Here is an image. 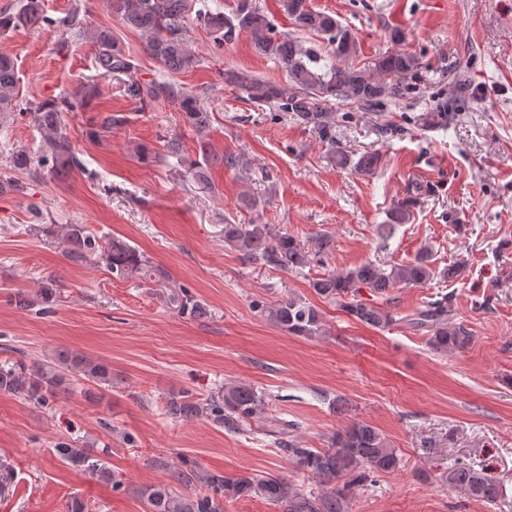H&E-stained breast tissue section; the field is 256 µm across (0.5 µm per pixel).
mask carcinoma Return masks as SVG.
I'll use <instances>...</instances> for the list:
<instances>
[{"mask_svg": "<svg viewBox=\"0 0 512 512\" xmlns=\"http://www.w3.org/2000/svg\"><path fill=\"white\" fill-rule=\"evenodd\" d=\"M106 6L125 28L145 38L147 55L160 65L155 77L127 85V95L141 106L166 103L181 112L184 122L194 130L207 129L210 112L192 91L177 81L178 75L203 65V58L190 47L186 22L193 17L203 25L218 52L246 33L258 53L286 69L288 82H273L244 68L226 71L225 82L240 97L259 105L269 103L291 114L293 120L313 127L325 143L329 159L338 166L346 165L348 156L336 147V111L347 105L370 110L398 101L408 93L409 81L416 78L422 68L419 57L398 48L379 54L363 67L354 64L361 53L358 41L336 15L314 9L311 0H280L283 12L297 30L313 32L322 39L321 44L309 47L299 38L279 32L258 0H240L230 17L212 9L207 0H106ZM41 21L47 22L41 0H22L16 10L0 13V32ZM67 29L72 40L89 44L92 65L100 76L138 72L136 60L123 51L111 28L89 27L73 16ZM16 85L13 58L0 54L1 113L15 108ZM86 106V95L79 92L35 106L29 116L42 131V141L32 153H13L10 156L13 167L36 174H70L83 169L64 131V113L81 111ZM165 148L167 156L177 164H189L190 174L199 181L207 179L212 164L232 167L239 163V158L231 154L212 153L203 142L199 145L201 160L191 161L185 155L179 136L168 137ZM379 163L378 153L365 152L355 168L364 175H372ZM419 199L420 193L414 191L394 204L388 210V222L407 223L410 209ZM34 231L60 240L64 252L74 260L92 256L102 259L117 278L137 276L149 280L153 276L151 267L134 247L119 238L105 240L86 224H61L57 230L39 225ZM224 243L247 263L301 273L310 266L312 255H328L332 238L319 235L311 251L294 236L253 219L224 225ZM461 271L459 265L435 267L430 252L425 249L402 263L384 265L369 260L340 273H322L310 278L308 286L316 296L336 304L355 321L379 331L402 324L425 334L431 351L446 355L468 348L474 339L468 328L448 320V296L398 318L390 307L361 299L359 293L368 288L386 297L397 287H422L437 278H456ZM254 309L290 335L312 338L323 332L322 312L300 297L290 296L274 304L257 303ZM67 372L106 388L112 387V373L106 363L61 349L45 363L29 366L18 360L8 368L0 367V393L46 406L51 388ZM270 401V394L239 382L204 397L183 391L168 399L165 413L172 420L202 416L228 434H242L255 428L262 430L294 467L316 479L321 491L304 492L279 475H226L203 470L195 460L182 457L171 473L170 482L146 485L140 490L148 512H224V502L254 495L281 507L283 512H350L353 485L375 482L381 475L399 467L396 449L377 427L366 422H354L332 435L326 448L302 447L292 435L294 424L267 413ZM109 452L110 449L104 448L101 455ZM55 453L62 461L112 483V488L121 487L119 476L91 449L61 441L56 444ZM444 479L451 489L475 501L495 504L503 497V487L486 466L478 468L457 459L448 467ZM178 486L193 487L195 493L179 496L176 494Z\"/></svg>", "mask_w": 512, "mask_h": 512, "instance_id": "1", "label": "carcinoma"}]
</instances>
